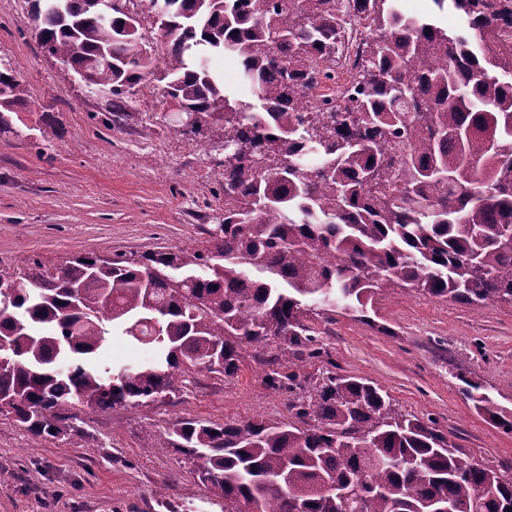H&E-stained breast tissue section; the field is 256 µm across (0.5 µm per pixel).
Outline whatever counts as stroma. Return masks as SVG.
<instances>
[{
    "instance_id": "stroma-1",
    "label": "stroma",
    "mask_w": 512,
    "mask_h": 512,
    "mask_svg": "<svg viewBox=\"0 0 512 512\" xmlns=\"http://www.w3.org/2000/svg\"><path fill=\"white\" fill-rule=\"evenodd\" d=\"M0 67L13 70L26 107L0 135V270L37 259L53 267L75 252H146L202 240L224 210L222 170L204 136L173 126L168 105L133 95L121 120L36 35L28 0H0ZM373 324L318 308L319 355L297 373L363 376L396 412L433 421L464 459L512 468V434L478 415L461 377L512 410V305L378 293ZM259 359L234 377L201 372L176 395L114 410L81 409L83 437L33 444L0 417V512H160L164 487L180 512H224L174 450L152 451L185 418L284 421L289 394L269 388Z\"/></svg>"
}]
</instances>
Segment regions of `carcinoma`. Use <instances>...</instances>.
Returning a JSON list of instances; mask_svg holds the SVG:
<instances>
[{
    "mask_svg": "<svg viewBox=\"0 0 512 512\" xmlns=\"http://www.w3.org/2000/svg\"><path fill=\"white\" fill-rule=\"evenodd\" d=\"M447 1L461 34L396 0H355L367 38L351 94L308 113L303 89L333 79L345 47L332 0H167L161 62L126 15L41 0L42 48L109 89L110 114L137 90L222 110L203 129L223 151L224 219L199 245L0 271V416L36 444L80 437L79 406L146 404L192 371L233 377L273 343L264 379L290 394V420L183 419L154 444L191 460L224 512L253 499L261 512H512V472L461 466L447 436L397 413L373 381L290 371L316 355L315 305L367 320L385 290L512 303V0L435 3ZM225 55L254 100L209 68ZM25 102L0 70V134ZM110 336L155 356L107 365ZM459 380L512 432L511 411Z\"/></svg>",
    "mask_w": 512,
    "mask_h": 512,
    "instance_id": "obj_1",
    "label": "carcinoma"
}]
</instances>
